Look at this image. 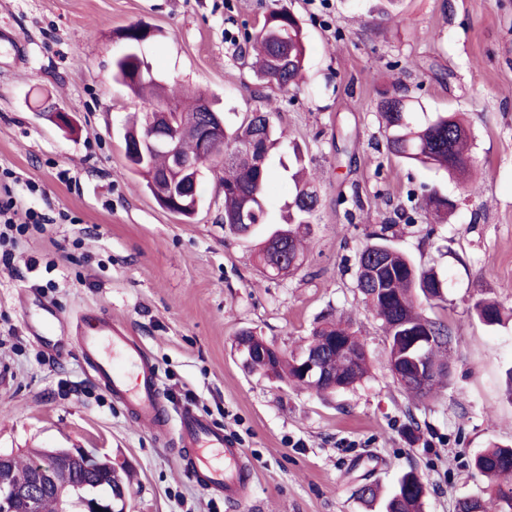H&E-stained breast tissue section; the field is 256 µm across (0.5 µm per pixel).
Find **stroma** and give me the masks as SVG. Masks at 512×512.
I'll use <instances>...</instances> for the list:
<instances>
[{
  "instance_id": "stroma-1",
  "label": "stroma",
  "mask_w": 512,
  "mask_h": 512,
  "mask_svg": "<svg viewBox=\"0 0 512 512\" xmlns=\"http://www.w3.org/2000/svg\"><path fill=\"white\" fill-rule=\"evenodd\" d=\"M278 3L309 47L304 81L285 91L256 78L246 41ZM135 22L153 31L142 53L158 78L206 95L229 128L272 107L287 143L273 207L292 198L282 166L300 148L320 203L297 271L264 275L255 253L270 229L229 230L218 173L203 171L202 202L185 218L128 167L126 121L154 109L112 78L117 33ZM2 30L19 41H0V199L48 221L0 243V454L108 456L131 474L130 512H368L356 489L389 493L410 470L426 485L424 512H456L480 492L472 459L512 446V318L489 327L473 311L481 298L512 310V0H0ZM394 95L465 116L476 192L388 153L378 106ZM433 190L457 204L440 224L419 208ZM385 223L446 281L429 315L455 338L452 383L426 400L394 382L386 335L356 288L358 252ZM47 304L66 320L97 310L136 336L169 412L192 407L244 449L248 494L202 490L176 435L139 424L75 349L52 352L51 336L31 330ZM331 316L351 319L367 345L370 376L355 389L319 394L243 367L241 331L288 353Z\"/></svg>"
}]
</instances>
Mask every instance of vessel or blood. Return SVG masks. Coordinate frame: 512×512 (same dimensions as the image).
Wrapping results in <instances>:
<instances>
[{
  "instance_id": "vessel-or-blood-1",
  "label": "vessel or blood",
  "mask_w": 512,
  "mask_h": 512,
  "mask_svg": "<svg viewBox=\"0 0 512 512\" xmlns=\"http://www.w3.org/2000/svg\"><path fill=\"white\" fill-rule=\"evenodd\" d=\"M75 340L93 380L122 400L137 422L159 434L176 432L199 485L229 501L250 487L253 471L243 462V449L192 407H183L174 415L168 412L157 368L140 342L98 312L83 314Z\"/></svg>"
}]
</instances>
